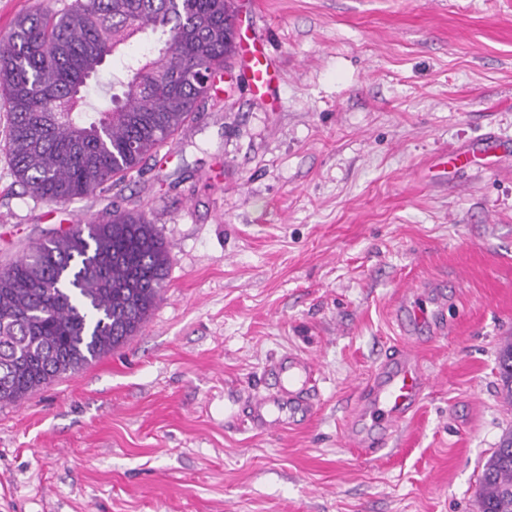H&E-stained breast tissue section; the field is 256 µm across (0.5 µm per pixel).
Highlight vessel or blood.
<instances>
[{
	"label": "vessel or blood",
	"mask_w": 512,
	"mask_h": 512,
	"mask_svg": "<svg viewBox=\"0 0 512 512\" xmlns=\"http://www.w3.org/2000/svg\"><path fill=\"white\" fill-rule=\"evenodd\" d=\"M236 58L244 63L253 93L272 92L277 79L266 43L263 40H239ZM394 318L404 333L440 323L442 309L430 291L407 289L406 297L394 312ZM315 371L312 359L289 355L271 367L277 388L268 393L247 394L244 403L246 418L252 429L271 433L300 412H313L317 399L309 387ZM430 384L416 348L407 345L386 357L377 370L372 384L362 397V412L375 422L391 428L404 421Z\"/></svg>",
	"instance_id": "1"
}]
</instances>
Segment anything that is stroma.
<instances>
[{
  "label": "stroma",
  "instance_id": "1",
  "mask_svg": "<svg viewBox=\"0 0 512 512\" xmlns=\"http://www.w3.org/2000/svg\"><path fill=\"white\" fill-rule=\"evenodd\" d=\"M260 2L275 98L233 70L118 186L35 199L0 147V265L116 211L168 248L137 335L0 403V512H477L512 429V0ZM408 288L442 289L448 328L417 340L432 383L373 462L347 437ZM288 353L316 410L252 430L241 394Z\"/></svg>",
  "mask_w": 512,
  "mask_h": 512
}]
</instances>
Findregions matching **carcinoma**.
Listing matches in <instances>:
<instances>
[{
	"label": "carcinoma",
	"mask_w": 512,
	"mask_h": 512,
	"mask_svg": "<svg viewBox=\"0 0 512 512\" xmlns=\"http://www.w3.org/2000/svg\"><path fill=\"white\" fill-rule=\"evenodd\" d=\"M232 0H71L24 16L0 45L5 150L24 192L71 202L116 186L211 98L236 53ZM103 102L88 87L134 39ZM168 250L142 214L81 218L0 267V403L124 344L160 299ZM512 398V345L498 357ZM477 512H512V433L484 466Z\"/></svg>",
	"instance_id": "1"
}]
</instances>
